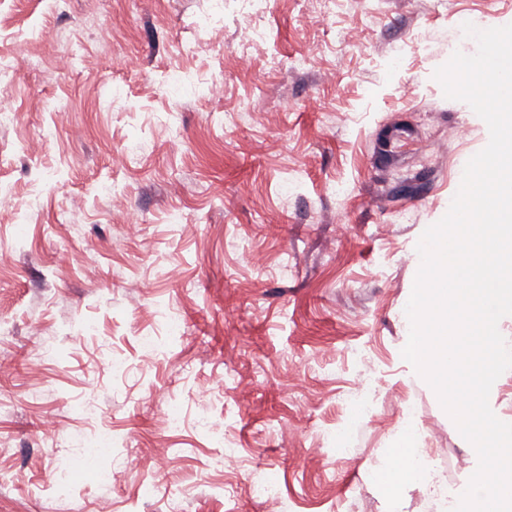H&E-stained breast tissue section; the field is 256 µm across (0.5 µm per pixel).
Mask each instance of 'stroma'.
I'll use <instances>...</instances> for the list:
<instances>
[{
  "instance_id": "stroma-1",
  "label": "stroma",
  "mask_w": 512,
  "mask_h": 512,
  "mask_svg": "<svg viewBox=\"0 0 512 512\" xmlns=\"http://www.w3.org/2000/svg\"><path fill=\"white\" fill-rule=\"evenodd\" d=\"M467 22L512 24V0H0V512H386L371 471L407 413L466 485L467 441L400 349L417 244L489 142L434 77L476 52ZM161 302L184 333L151 352ZM99 434L125 467L62 481Z\"/></svg>"
}]
</instances>
